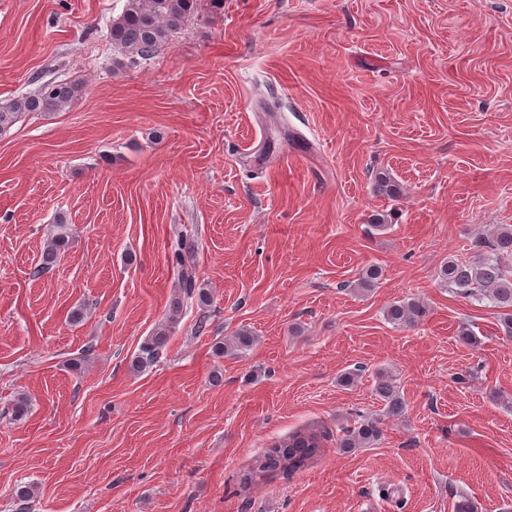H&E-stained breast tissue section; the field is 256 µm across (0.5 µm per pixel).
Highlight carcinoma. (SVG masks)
<instances>
[{
    "mask_svg": "<svg viewBox=\"0 0 512 512\" xmlns=\"http://www.w3.org/2000/svg\"><path fill=\"white\" fill-rule=\"evenodd\" d=\"M198 0H125L124 7L110 23L112 45L117 47L128 63L138 65L154 58L172 35L183 29L194 17ZM80 86L72 82H51L41 85L35 92L0 103V137L23 117L33 113L58 112L79 95ZM378 189L395 200L402 188L390 174L375 175ZM58 232L44 252L39 271L50 269L68 244L69 228L64 222L57 224ZM195 229L184 228L170 243L172 260L178 265L179 297L176 308L194 299L203 301L204 291L197 287L193 268L183 262V255L191 248ZM482 249L469 258L450 257L438 270L440 283L450 292L468 299L489 300L501 310L502 326L512 335V225L501 224L491 240L481 242ZM382 269L376 265L366 267L357 280L361 289L376 287ZM426 315L425 308L415 300L394 303L385 311L386 320L398 327L415 324ZM171 326L161 325L140 344L135 366L145 369L153 365L165 346ZM373 392L383 402L386 414L398 417L405 413L406 403L391 379L376 377ZM379 421L365 418L359 425L346 431L339 447L357 448L373 443L380 435ZM321 451L316 432L300 431L269 448L259 460L257 471L272 472L301 470Z\"/></svg>",
    "mask_w": 512,
    "mask_h": 512,
    "instance_id": "cac0c4a2",
    "label": "carcinoma"
}]
</instances>
